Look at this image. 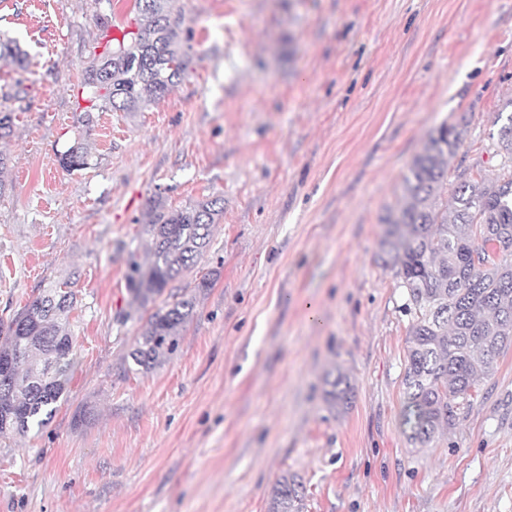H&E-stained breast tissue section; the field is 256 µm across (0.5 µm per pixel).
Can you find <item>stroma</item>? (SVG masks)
Wrapping results in <instances>:
<instances>
[{
	"label": "stroma",
	"mask_w": 512,
	"mask_h": 512,
	"mask_svg": "<svg viewBox=\"0 0 512 512\" xmlns=\"http://www.w3.org/2000/svg\"><path fill=\"white\" fill-rule=\"evenodd\" d=\"M186 77L84 123L96 23L133 0H0V319L67 278L78 349L40 431L0 436V512H268L284 474L306 512H512V349L432 447L401 428L410 319L378 262L380 218L428 134L464 123L448 176L494 171L512 99V0H178ZM82 141L88 164L61 167ZM224 200L189 279L210 277L176 352L125 359L150 201ZM319 321H310L308 304ZM353 387L342 411L324 377Z\"/></svg>",
	"instance_id": "1"
}]
</instances>
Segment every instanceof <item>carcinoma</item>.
Listing matches in <instances>:
<instances>
[{
  "mask_svg": "<svg viewBox=\"0 0 512 512\" xmlns=\"http://www.w3.org/2000/svg\"><path fill=\"white\" fill-rule=\"evenodd\" d=\"M135 31L112 38L85 71V110L135 112L184 79L188 55L180 39L184 16L176 0H134ZM16 41L0 39V61L24 66ZM499 173L480 181L461 173L448 182L450 160L464 143L459 125L430 133L402 177L401 203L381 217L378 260L405 290L410 316L403 375L402 432L415 448H428L451 429L471 391L495 372L512 346V112L498 113ZM67 171L88 165L76 141L59 156ZM224 199L206 198L174 211L155 205L146 225L148 262L130 264L131 304L152 306L135 347L133 365L151 370L179 345L193 316L195 291L212 287L204 276L178 292L170 282L204 259ZM73 282L50 283L35 299L0 322V435H26L52 417L65 392L77 346L69 315ZM326 401L345 408L351 387L342 372H328ZM306 488L294 474L274 483L268 512H305Z\"/></svg>",
  "mask_w": 512,
  "mask_h": 512,
  "instance_id": "1",
  "label": "carcinoma"
}]
</instances>
